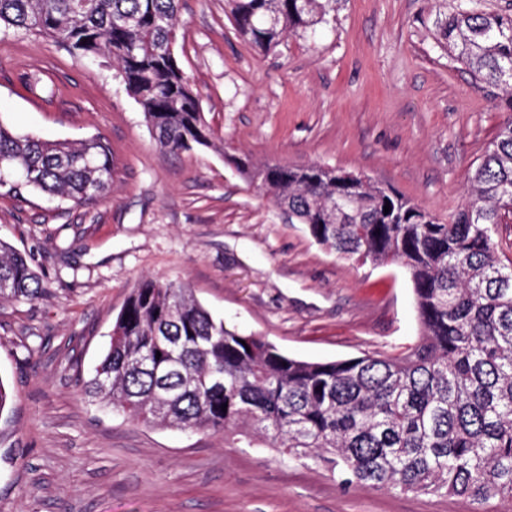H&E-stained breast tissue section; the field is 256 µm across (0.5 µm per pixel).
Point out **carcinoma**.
Here are the masks:
<instances>
[{
    "label": "carcinoma",
    "instance_id": "cac0c4a2",
    "mask_svg": "<svg viewBox=\"0 0 512 512\" xmlns=\"http://www.w3.org/2000/svg\"><path fill=\"white\" fill-rule=\"evenodd\" d=\"M334 3L229 0L234 28L262 50L325 22ZM178 9L179 0H0V28L112 60L158 145L179 153L213 140L174 54ZM441 35L512 110V15L460 3ZM233 162L323 248L353 263L403 266L419 341L396 356L296 359L215 320L185 284L149 277L117 315L84 394L144 425L257 439L376 491L511 499L512 260L502 262L493 234L512 218V118L446 224L367 177L355 188L317 163ZM111 179L103 138L43 141L0 123V188L86 204ZM42 290L26 257L0 240V297Z\"/></svg>",
    "mask_w": 512,
    "mask_h": 512
}]
</instances>
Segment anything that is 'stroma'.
Returning a JSON list of instances; mask_svg holds the SVG:
<instances>
[{"label": "stroma", "instance_id": "35a3bbf8", "mask_svg": "<svg viewBox=\"0 0 512 512\" xmlns=\"http://www.w3.org/2000/svg\"><path fill=\"white\" fill-rule=\"evenodd\" d=\"M457 0H337L314 31L263 51L227 0H180L175 56L210 147L160 149L111 62L0 32V122L112 149L106 198L0 192V239L44 291L0 298V512H512V500L375 491L312 460L220 434L147 427L82 393L131 290L185 283L214 318L309 361L399 355L419 323L398 265H356L240 175L254 163L359 173L448 221L508 115L448 53Z\"/></svg>", "mask_w": 512, "mask_h": 512}]
</instances>
